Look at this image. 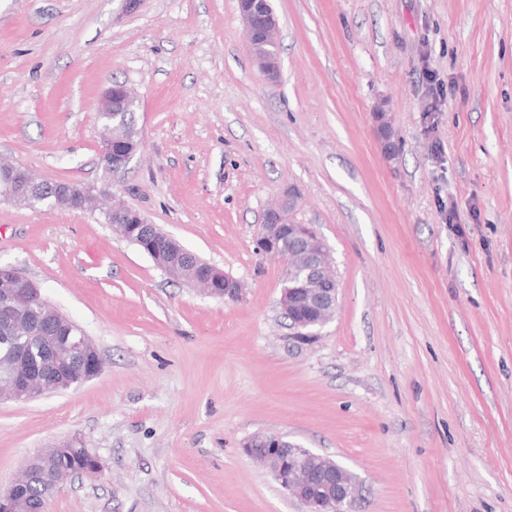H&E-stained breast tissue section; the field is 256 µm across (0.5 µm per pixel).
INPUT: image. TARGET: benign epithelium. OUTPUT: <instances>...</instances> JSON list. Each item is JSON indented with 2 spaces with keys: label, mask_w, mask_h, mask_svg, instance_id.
Instances as JSON below:
<instances>
[{
  "label": "benign epithelium",
  "mask_w": 512,
  "mask_h": 512,
  "mask_svg": "<svg viewBox=\"0 0 512 512\" xmlns=\"http://www.w3.org/2000/svg\"><path fill=\"white\" fill-rule=\"evenodd\" d=\"M237 2L249 44H276L279 21L269 0ZM255 61L268 79L275 81L279 78L278 56L260 54L255 56ZM136 105V97L123 83L113 84L99 101L97 112L112 114V128L123 130V135L114 136L100 145V153L111 156V163L106 167L108 172L124 170L139 150L138 133L122 123L123 114ZM49 189L53 190L55 198L68 199L72 195L69 184L26 172L16 183L9 182L0 188V201L36 213L38 204L47 199ZM82 195L97 202L110 198V203L103 209V217L118 234L126 235L129 224L142 225L141 235L137 236L134 245L148 256L155 238L172 239L114 194L85 187ZM297 203V196L288 192L265 210L257 245L261 253L278 255L284 260L287 254L283 246L287 240L304 252L303 275L284 277L279 304L291 326L297 330L296 338L305 340L311 336V330L323 327L332 319L337 308L338 284L329 267L326 246L313 226L290 223L289 214ZM215 273L214 277L203 278L208 294L227 301L237 300L242 292L241 282L218 269ZM44 304L40 288L35 283L13 266L0 264V326L7 332L0 342L10 348L0 363V401H27L53 387L67 388L66 366L70 364L86 365L87 381L97 377L103 369L102 357L94 342L69 321L63 324L65 334L52 337L51 344L39 350L32 359L25 362L20 359L22 345L18 343L19 337L35 330L44 333L56 328L54 324H42L37 316L38 307ZM242 448L250 459L265 465L280 487L307 507L306 512H353L358 480L344 465L325 459L280 435L251 437ZM46 460V456L31 460L11 487L0 491V512H22L36 468Z\"/></svg>",
  "instance_id": "7a95c632"
}]
</instances>
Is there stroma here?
I'll use <instances>...</instances> for the list:
<instances>
[{
	"label": "stroma",
	"instance_id": "stroma-1",
	"mask_svg": "<svg viewBox=\"0 0 512 512\" xmlns=\"http://www.w3.org/2000/svg\"><path fill=\"white\" fill-rule=\"evenodd\" d=\"M271 3L275 82L237 0H0V156L107 185L245 285L206 295L97 216L0 203V262L103 360L0 403V489L75 440L101 471L48 512H304L242 451L268 433L356 474L354 512H512V0ZM116 81L141 147L109 175L96 113ZM289 189L339 288L307 341L256 243Z\"/></svg>",
	"mask_w": 512,
	"mask_h": 512
}]
</instances>
